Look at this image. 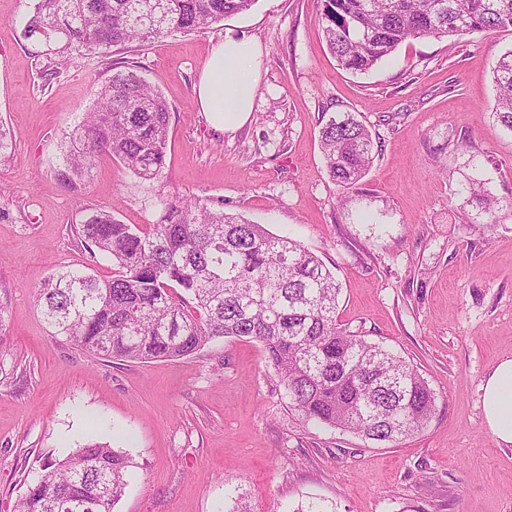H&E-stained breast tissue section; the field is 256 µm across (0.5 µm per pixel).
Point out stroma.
<instances>
[{
    "label": "stroma",
    "mask_w": 512,
    "mask_h": 512,
    "mask_svg": "<svg viewBox=\"0 0 512 512\" xmlns=\"http://www.w3.org/2000/svg\"><path fill=\"white\" fill-rule=\"evenodd\" d=\"M31 0H0V512H13L44 455L107 443L132 461L113 512H512V445L483 417L480 386L512 357V211L492 224L456 190L485 158L494 193L512 198V134L492 116L493 69L512 28L402 44L364 74L324 41L321 0H256L199 32L64 60L24 35ZM260 52L247 121L220 131L194 86L224 36ZM133 67L171 106L163 181L98 161L75 193L56 176L62 134L92 103L94 83ZM357 113L378 144L345 190L327 174L325 122ZM200 199L315 253L341 286L340 324L418 367L436 415L392 448L302 422L287 407L261 344L220 338L149 363L95 358L54 335L35 303L52 270L91 260L71 233L83 208L156 224L164 197Z\"/></svg>",
    "instance_id": "1"
}]
</instances>
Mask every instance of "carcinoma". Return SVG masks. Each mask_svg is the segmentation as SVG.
Segmentation results:
<instances>
[{
	"mask_svg": "<svg viewBox=\"0 0 512 512\" xmlns=\"http://www.w3.org/2000/svg\"><path fill=\"white\" fill-rule=\"evenodd\" d=\"M255 2L34 0L25 36L44 41L49 55H91L204 30ZM146 11L159 24L135 20ZM321 20L339 65L362 74L410 39L512 27V0H323ZM493 81V117L512 133V50ZM92 94V107L63 136L58 179L78 192L96 160L109 156L143 180H161L170 122L162 92L126 67ZM321 148L329 177L343 189L373 163L372 135L351 112L322 127ZM458 194L488 224L501 208L512 209L481 178L478 160ZM163 205L161 223L144 228L117 222L109 210H86L76 233L112 261V275L66 267L43 279L36 301L56 334L92 355L141 362L185 357L216 338L258 341L305 422L393 446L430 424L436 398L428 380L403 356L338 323L340 286L316 255L199 199L168 196ZM131 467V457L101 443L47 457L14 512H113Z\"/></svg>",
	"mask_w": 512,
	"mask_h": 512,
	"instance_id": "carcinoma-1",
	"label": "carcinoma"
}]
</instances>
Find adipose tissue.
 Returning a JSON list of instances; mask_svg holds the SVG:
<instances>
[{
  "label": "adipose tissue",
  "mask_w": 512,
  "mask_h": 512,
  "mask_svg": "<svg viewBox=\"0 0 512 512\" xmlns=\"http://www.w3.org/2000/svg\"><path fill=\"white\" fill-rule=\"evenodd\" d=\"M258 50L225 36L216 44L195 86L201 112L215 127L234 128L251 110ZM486 427L498 443L512 445V357L500 359L481 385Z\"/></svg>",
  "instance_id": "obj_1"
}]
</instances>
